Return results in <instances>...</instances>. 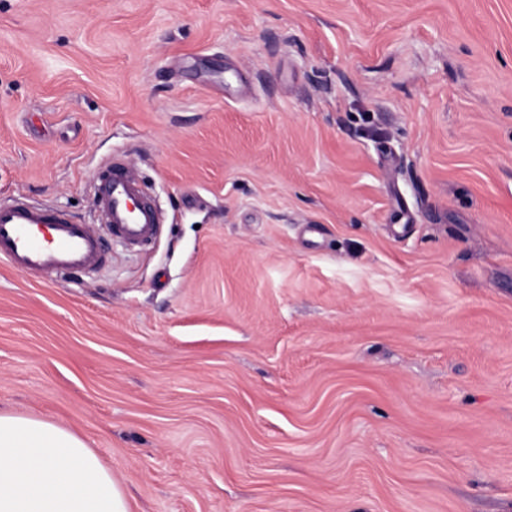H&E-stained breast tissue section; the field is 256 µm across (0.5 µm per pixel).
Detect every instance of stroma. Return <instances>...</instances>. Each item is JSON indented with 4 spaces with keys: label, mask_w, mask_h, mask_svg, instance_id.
Segmentation results:
<instances>
[{
    "label": "stroma",
    "mask_w": 512,
    "mask_h": 512,
    "mask_svg": "<svg viewBox=\"0 0 512 512\" xmlns=\"http://www.w3.org/2000/svg\"><path fill=\"white\" fill-rule=\"evenodd\" d=\"M164 222L0 262V413L129 512H512V0H0V200ZM94 209L96 222L86 224L52 207L0 201V261L27 275L87 276L108 262V240L145 247L163 224L143 179L120 156L94 179Z\"/></svg>",
    "instance_id": "stroma-1"
}]
</instances>
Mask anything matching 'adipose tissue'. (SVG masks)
<instances>
[{
    "mask_svg": "<svg viewBox=\"0 0 512 512\" xmlns=\"http://www.w3.org/2000/svg\"><path fill=\"white\" fill-rule=\"evenodd\" d=\"M0 512H129L87 443L55 424L0 414Z\"/></svg>",
    "mask_w": 512,
    "mask_h": 512,
    "instance_id": "adipose-tissue-1",
    "label": "adipose tissue"
}]
</instances>
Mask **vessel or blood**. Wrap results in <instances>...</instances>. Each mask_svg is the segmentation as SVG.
<instances>
[{
  "label": "vessel or blood",
  "mask_w": 512,
  "mask_h": 512,
  "mask_svg": "<svg viewBox=\"0 0 512 512\" xmlns=\"http://www.w3.org/2000/svg\"><path fill=\"white\" fill-rule=\"evenodd\" d=\"M96 221L22 199L0 201V261L33 276H86L109 260L107 243L149 245L163 215L139 173L112 157L94 179Z\"/></svg>",
  "instance_id": "obj_1"
}]
</instances>
